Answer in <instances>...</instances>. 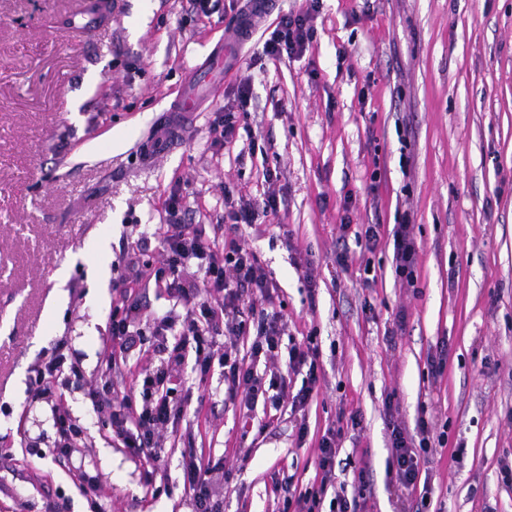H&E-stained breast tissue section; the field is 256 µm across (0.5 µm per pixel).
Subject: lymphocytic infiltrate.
Returning a JSON list of instances; mask_svg holds the SVG:
<instances>
[{
    "mask_svg": "<svg viewBox=\"0 0 512 512\" xmlns=\"http://www.w3.org/2000/svg\"><path fill=\"white\" fill-rule=\"evenodd\" d=\"M314 36L310 13L280 18L262 53L272 61L302 55ZM268 185L261 199L234 201L224 196V221L214 225L212 237H205L197 225L186 223V210L179 191H172L165 202L163 222L156 227L159 261L126 257L127 277L116 287L110 304L112 339L103 347L96 380L87 398L92 412L110 429L129 454L144 469L146 484H153L158 472L160 439L179 418L184 406L174 398L172 386L180 380L186 363H193L201 374L211 368L221 370L228 400L244 412L253 411L260 397H267L271 408L290 406L304 411L320 387L319 347L314 334L287 347L285 368H278L279 349L285 331L282 312L267 310L272 300L269 272L257 255L246 248L239 236L241 226H253L262 217L278 213L284 203L276 184L279 175L265 171ZM393 264L396 281L414 287L416 248L411 226L400 223L392 232ZM196 266L194 277H185L189 266ZM152 287L165 294L180 315L154 320L152 334L159 342L162 357L158 364L143 369L136 393L117 396L113 388L127 372L128 355L140 341V291ZM251 336L249 360L236 352L241 337ZM223 337L224 347L215 350L214 340ZM80 369L66 356L52 352L34 368L30 378L32 401H52V417L58 434L56 455L72 458L85 446L84 427L70 412L63 389ZM383 408L390 432L392 452L386 471L398 486L419 491L421 498L432 492L421 483L420 454L433 444L444 443L425 416H418L414 430H407L399 417L393 395H386ZM361 415L338 412L318 441L315 450L316 483L298 493L284 487L274 500L272 512H364L370 488L368 467H361L351 486L336 483V458L346 429L357 428ZM220 460L190 458L182 467L183 486L192 494L194 512H223L224 503L216 491V477L223 473Z\"/></svg>",
    "mask_w": 512,
    "mask_h": 512,
    "instance_id": "1",
    "label": "lymphocytic infiltrate"
}]
</instances>
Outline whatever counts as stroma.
Returning <instances> with one entry per match:
<instances>
[{
  "mask_svg": "<svg viewBox=\"0 0 512 512\" xmlns=\"http://www.w3.org/2000/svg\"><path fill=\"white\" fill-rule=\"evenodd\" d=\"M308 5L277 0L181 144L148 162L150 134L244 0H217L207 18L188 0H112L100 18L76 15L74 0H0V512H192L182 464L193 454L223 457L224 512H267L276 483L313 484L315 448L341 409L362 423L341 443L336 478L371 464L366 512H512L499 471L512 462V0H319L303 55L260 59L269 25ZM243 78L250 153L209 134ZM267 168L286 209L242 227V240L272 274L289 335L317 333L309 436L296 445L294 420L268 423L261 407L244 420L218 370H186L191 398L162 440L151 491L86 398L120 259L135 245L158 259L153 232L172 189L191 223L210 225L224 218L225 190L260 197ZM404 215L416 290L395 281L385 244L370 255L374 287L357 267L337 271V252L360 255L343 220L386 235ZM283 224L313 262L315 298ZM400 312L405 325L387 341ZM440 342L447 367L434 381L427 355ZM55 349L82 371L64 394L87 447L65 465L49 406L26 399L32 369ZM389 392L407 427L423 413L448 432L421 465L430 500L386 476ZM78 469L105 488L96 504Z\"/></svg>",
  "mask_w": 512,
  "mask_h": 512,
  "instance_id": "1",
  "label": "stroma"
}]
</instances>
